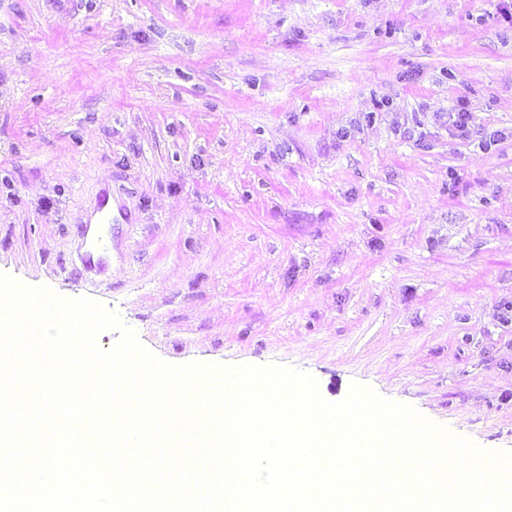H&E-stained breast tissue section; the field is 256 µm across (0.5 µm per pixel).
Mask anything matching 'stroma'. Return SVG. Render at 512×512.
I'll use <instances>...</instances> for the list:
<instances>
[{
	"label": "stroma",
	"mask_w": 512,
	"mask_h": 512,
	"mask_svg": "<svg viewBox=\"0 0 512 512\" xmlns=\"http://www.w3.org/2000/svg\"><path fill=\"white\" fill-rule=\"evenodd\" d=\"M497 4L0 0V273L163 362L356 383L512 451Z\"/></svg>",
	"instance_id": "1"
}]
</instances>
